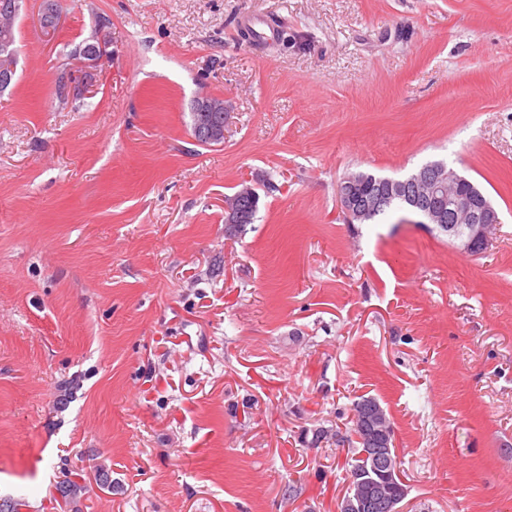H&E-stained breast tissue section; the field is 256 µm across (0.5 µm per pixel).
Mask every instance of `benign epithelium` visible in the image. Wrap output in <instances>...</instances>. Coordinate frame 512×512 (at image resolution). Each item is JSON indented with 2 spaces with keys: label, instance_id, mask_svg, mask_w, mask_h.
<instances>
[{
  "label": "benign epithelium",
  "instance_id": "benign-epithelium-1",
  "mask_svg": "<svg viewBox=\"0 0 512 512\" xmlns=\"http://www.w3.org/2000/svg\"><path fill=\"white\" fill-rule=\"evenodd\" d=\"M94 48L82 55L69 67L63 81L61 96L75 99L80 86L106 63L112 60L107 51L109 40L93 38ZM228 114L215 112L196 113V133L209 140L224 137ZM366 179L359 174L344 177L337 185V198L348 222L363 223L370 214L392 200L408 203L419 212L425 223L456 241L462 253L472 255L480 246L489 244L492 229L499 223V215L488 197L477 189L471 180L445 161H435L421 166L405 178L386 177L378 189L361 194ZM250 193L243 186L235 197L224 200V222L236 228L249 220L248 212L235 204V198L243 199ZM361 427L368 429L373 453L367 471L370 478L362 493L343 496L337 503L336 512H400L405 490L394 479L391 468V444L393 429L374 402L365 401L356 410Z\"/></svg>",
  "mask_w": 512,
  "mask_h": 512
}]
</instances>
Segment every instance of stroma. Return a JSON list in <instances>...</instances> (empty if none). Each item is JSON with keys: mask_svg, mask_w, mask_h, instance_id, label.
<instances>
[{"mask_svg": "<svg viewBox=\"0 0 512 512\" xmlns=\"http://www.w3.org/2000/svg\"><path fill=\"white\" fill-rule=\"evenodd\" d=\"M16 28L0 500L70 512V469L81 512H336V433L372 396L402 512H512V0H61L49 32L24 0ZM98 30L111 62L58 108ZM202 91L229 112L209 147ZM436 160L494 203L483 253L410 215L347 223L345 174ZM250 193V190L247 186H242L238 191H236L233 197H228L231 199H227L225 197L224 200V222L225 224H230L231 227L236 228L245 224L249 220V214L246 212L244 208H238L235 204V197L237 196L239 199L246 198ZM259 197L251 200L249 206L251 209L250 220L247 224H251L255 220V216L257 213Z\"/></svg>", "mask_w": 512, "mask_h": 512, "instance_id": "obj_1", "label": "stroma"}]
</instances>
